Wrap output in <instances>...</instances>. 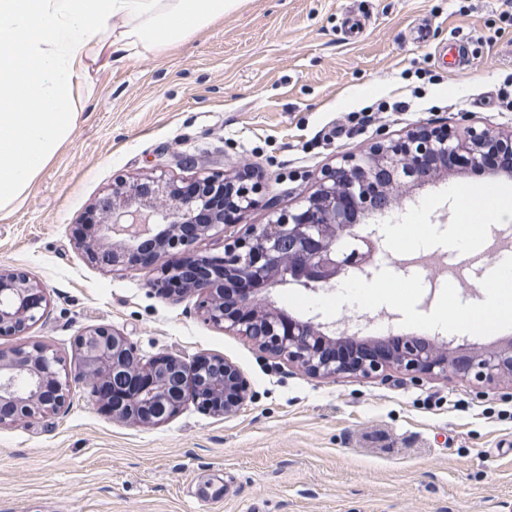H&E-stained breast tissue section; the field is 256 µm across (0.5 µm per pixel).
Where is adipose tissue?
Wrapping results in <instances>:
<instances>
[{
	"label": "adipose tissue",
	"instance_id": "ef3b65f1",
	"mask_svg": "<svg viewBox=\"0 0 512 512\" xmlns=\"http://www.w3.org/2000/svg\"><path fill=\"white\" fill-rule=\"evenodd\" d=\"M238 0H0V213H10L42 170L69 141L79 112L77 78L101 58L158 53L186 42L234 9ZM452 241L477 249L473 220L512 213V198L488 209L473 200ZM482 301L452 331L512 318V273L493 270L481 283Z\"/></svg>",
	"mask_w": 512,
	"mask_h": 512
}]
</instances>
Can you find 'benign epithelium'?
Here are the masks:
<instances>
[{"mask_svg":"<svg viewBox=\"0 0 512 512\" xmlns=\"http://www.w3.org/2000/svg\"><path fill=\"white\" fill-rule=\"evenodd\" d=\"M410 149L421 154L465 155L478 164L482 154L512 145L485 129L434 131L411 135ZM415 174L414 155L401 153L400 142H379L358 155L345 158L327 171L315 190L294 209L272 213L267 223L256 224L249 233L224 248L222 265L214 274L197 281L190 290L203 298L204 313L214 324L259 342L308 376L364 378L395 370L413 378L430 375L450 376L478 383L512 379V340L488 349L458 353L413 337L404 338L387 355L361 350L348 360L323 353V343L336 338L322 331L315 319L285 323L277 308L266 298L250 291L241 304L252 311V318L240 320L224 309V288L233 280H249L262 287L296 286L313 290L335 287L351 274L371 276L377 257L383 253L382 237L376 230L361 234L355 228L365 218H373L382 202L371 198L366 187L382 180L385 199L403 192L405 178ZM208 193H228L231 183L212 176L192 181ZM178 181L161 173L132 183H120L91 207L85 224L90 227L79 244L95 261L112 270L133 267L138 262L136 246L152 236L157 252L149 264L153 277L148 284L170 295L179 294V269L183 265H206L208 257L192 248V241L179 234V228L195 223L203 199L196 194L176 191ZM291 235L300 245L297 257L283 263L278 252V237ZM348 238L350 246L336 245ZM46 304L41 287L22 273L0 270V335L25 329L37 321ZM84 356L83 379L91 391L98 392L103 380H118L129 389L126 399L112 406V414L132 424L160 422L163 417L152 409L134 410L151 401L175 405L176 391L170 389L169 375H157L150 367L169 363L171 372L183 368L197 374L202 393L224 397V407L215 411L226 416L235 413L245 397L239 370L232 363L200 354L190 361L163 357L140 365L136 348L124 335L104 326L88 329L77 341ZM60 360L48 348L34 344L10 354L0 352V423L24 422L53 410L66 400V385L60 379Z\"/></svg>","mask_w":512,"mask_h":512,"instance_id":"1","label":"benign epithelium"}]
</instances>
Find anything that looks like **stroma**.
I'll list each match as a JSON object with an SVG mask.
<instances>
[{
	"instance_id": "stroma-1",
	"label": "stroma",
	"mask_w": 512,
	"mask_h": 512,
	"mask_svg": "<svg viewBox=\"0 0 512 512\" xmlns=\"http://www.w3.org/2000/svg\"><path fill=\"white\" fill-rule=\"evenodd\" d=\"M427 26L426 42L414 40ZM469 49L445 70L442 48ZM512 74V16L503 0H240L207 28L156 54L109 61L75 84L80 115L68 143L26 196L0 214V268L38 282L36 323L1 336L8 352L44 344L62 361L63 407L0 425V512H512V382L473 384L389 371L372 378L299 374L251 340L209 322L202 298L167 296L147 269L112 271L77 245L87 209L118 180L159 173L242 180L254 207L199 238L213 258L270 212L295 208L342 157L416 129L471 125L512 134L496 92ZM406 102L338 140L349 112ZM512 197L454 169L415 178L393 220L426 225L430 252L459 223L463 196ZM487 249L459 266V288L406 265L401 246L358 285L384 283L355 308L328 290L276 287L269 301L296 319L363 314L361 339L415 336L469 350L512 339V321L452 333L481 300L512 222L482 219ZM120 332L146 360L200 354L233 363L247 384L224 416L186 397L170 418L133 425L82 380L76 347L89 328ZM222 488L212 504L206 486Z\"/></svg>"
}]
</instances>
